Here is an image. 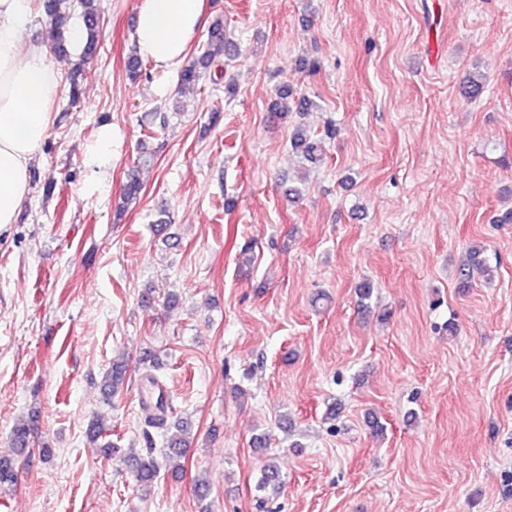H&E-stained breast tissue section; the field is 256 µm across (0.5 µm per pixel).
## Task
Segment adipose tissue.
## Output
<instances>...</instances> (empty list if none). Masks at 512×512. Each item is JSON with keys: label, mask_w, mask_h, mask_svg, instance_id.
Returning <instances> with one entry per match:
<instances>
[{"label": "adipose tissue", "mask_w": 512, "mask_h": 512, "mask_svg": "<svg viewBox=\"0 0 512 512\" xmlns=\"http://www.w3.org/2000/svg\"><path fill=\"white\" fill-rule=\"evenodd\" d=\"M38 15V0H0V226L16 223L32 191V167L59 93L46 45L29 37ZM205 22L204 0H140L137 50L156 68L170 69L184 59ZM115 139L112 125L99 128L84 161L91 186L106 181Z\"/></svg>", "instance_id": "1"}]
</instances>
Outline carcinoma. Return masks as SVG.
Segmentation results:
<instances>
[{
  "instance_id": "cac0c4a2",
  "label": "carcinoma",
  "mask_w": 512,
  "mask_h": 512,
  "mask_svg": "<svg viewBox=\"0 0 512 512\" xmlns=\"http://www.w3.org/2000/svg\"><path fill=\"white\" fill-rule=\"evenodd\" d=\"M66 0H44L45 16L48 20L46 26L47 39L51 44L54 53L62 57H70V45L67 41V26L71 19V12L79 11V16L87 29V40L84 46L77 53L78 62L75 71L69 76V98L72 102L80 99V85L78 77L82 75V65L87 60L96 56L101 49V14L99 0H77V3L70 7H64ZM232 40L229 38L224 20L218 19L209 27L207 39L202 46L201 54L190 64L184 66L180 71L181 84L187 87H194L201 79L202 73L213 64L232 57ZM281 102L275 103L273 112H307L315 103L310 99L293 95L290 88L280 91ZM336 134L333 125H327L324 137L312 138L305 136L297 129L291 135L290 146L304 160L316 163L324 159L323 143ZM151 157L144 154L138 157L137 161L126 171L125 184L123 186L121 201L122 205H128L137 200L142 185L139 179V168L149 164ZM129 371L128 362L124 359L112 360V365L103 377V394L112 397L117 393L119 386L123 385ZM157 396L155 399L142 402V409L148 412L145 418V425L150 428L161 429L166 423V414L169 409V397L164 393L162 385L158 381H151ZM34 424L20 423L15 426L12 434L13 450L24 453L32 443ZM110 428L102 421L95 420L88 425V436L90 441L98 444L104 457L110 458L115 453L112 442L106 440ZM146 442L149 445L146 454L139 458L134 468V481L137 488H149L154 485L160 473L161 465H168L172 468L184 470V465L179 460L184 457L183 449L188 447L187 439L183 434H175L167 437L164 463H159L153 455V436L149 431H144ZM16 474L14 458L0 455V488L14 485ZM262 492L268 489L275 491L280 489V477L276 467L268 462L262 467V478L258 483Z\"/></svg>"
}]
</instances>
